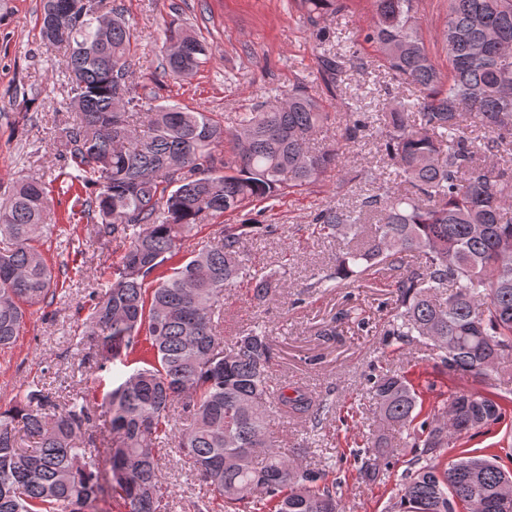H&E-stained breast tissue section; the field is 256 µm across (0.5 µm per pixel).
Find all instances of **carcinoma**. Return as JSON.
I'll use <instances>...</instances> for the list:
<instances>
[{
	"mask_svg": "<svg viewBox=\"0 0 512 512\" xmlns=\"http://www.w3.org/2000/svg\"><path fill=\"white\" fill-rule=\"evenodd\" d=\"M73 0H44L41 35L65 50L70 111L57 125L60 152L74 172L59 177L97 234L123 244L107 288L91 293L82 337L94 342L98 368L132 364L100 404L77 395L59 405L33 382L0 409V512H99L102 482L125 512H161L162 456L187 459L209 497L194 512L252 506L254 512H342L336 483L301 469L267 429L268 411L318 428L336 410L303 390H274L272 344L257 326L224 345V288L242 284L265 303L279 287L245 253L248 233L270 225L252 217L256 202L275 205L324 180L339 149L310 147L331 115L305 85L251 106L235 126L178 103L147 106L133 85L134 33L124 15L95 17ZM415 0H371L358 30L378 52V67L418 88L370 115L394 178L377 183L356 209L327 207L313 232L341 230L367 241L312 278L311 291L366 279L381 265L399 272L386 335L397 350L422 339L448 374L487 378L512 356V0H448V81L425 45ZM309 30L324 35L347 0H300ZM164 73L186 77L208 60L194 32L164 30ZM144 113L140 125L132 117ZM488 133L484 142L467 129ZM233 157L224 159V141ZM52 184L17 182L0 207V349L19 335L29 309L63 284L42 250ZM226 213L215 244L166 264L188 234ZM166 272H161V268ZM380 420L405 429L412 454L397 501L387 512H504L512 469L486 448H467L512 412V398L459 388L439 409L403 373L378 374L369 389ZM109 417L112 444L96 445L97 420ZM38 437L24 448L20 433ZM382 436L356 453L359 474L375 483L389 467ZM459 449L441 460V451Z\"/></svg>",
	"mask_w": 512,
	"mask_h": 512,
	"instance_id": "carcinoma-1",
	"label": "carcinoma"
}]
</instances>
